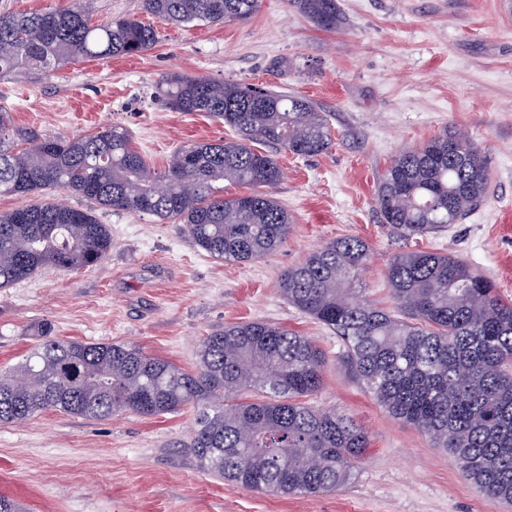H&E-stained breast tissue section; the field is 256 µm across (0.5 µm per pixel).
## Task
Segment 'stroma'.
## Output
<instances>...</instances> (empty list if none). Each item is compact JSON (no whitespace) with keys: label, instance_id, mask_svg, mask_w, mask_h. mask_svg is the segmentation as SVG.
<instances>
[{"label":"stroma","instance_id":"35a3bbf8","mask_svg":"<svg viewBox=\"0 0 512 512\" xmlns=\"http://www.w3.org/2000/svg\"><path fill=\"white\" fill-rule=\"evenodd\" d=\"M84 3L97 24L116 15L151 23L155 46L44 78H0V107L15 126L68 140L118 125L161 172L178 148L233 136L223 122L173 111L158 96L163 76L183 74L306 97L327 113L332 144L305 158L275 151L284 178L271 193L292 232L249 263L209 257L184 225L96 210L112 231L102 261L47 266L0 289V370L49 339L127 343L190 370L213 330L269 323L323 349L315 402L353 415L371 446L343 489L280 497L199 468L188 448L192 411L106 420L46 411L0 423V495L28 512H512L364 392L339 362L336 337L279 291L282 274L310 252L357 236L371 247L363 282L379 305L391 303L385 268L405 247L454 254L512 299V0H336L343 25L335 31L317 29L287 0H260L246 21L186 27L143 14L141 0ZM450 127L488 158L485 198L445 232L402 241L379 221V178L397 152Z\"/></svg>","mask_w":512,"mask_h":512}]
</instances>
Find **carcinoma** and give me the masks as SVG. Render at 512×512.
I'll return each mask as SVG.
<instances>
[{
	"label": "carcinoma",
	"mask_w": 512,
	"mask_h": 512,
	"mask_svg": "<svg viewBox=\"0 0 512 512\" xmlns=\"http://www.w3.org/2000/svg\"><path fill=\"white\" fill-rule=\"evenodd\" d=\"M289 4L322 29L340 21L336 0ZM141 9L171 24L212 26L250 19L259 0H141ZM156 41L154 27L134 17L92 23L82 0L0 14V77L138 56ZM158 90L176 111L203 112L237 137L182 147L156 173L120 126L51 139L9 127L0 109V196L37 198L0 213V288L46 264L93 266L112 249L93 210L47 190L184 224L200 249L227 262L260 259L289 237L288 210L268 192L283 170L254 145L317 155L332 143L326 113L286 92L204 77L166 78ZM224 182L250 192L226 197L216 187ZM487 183L481 149L447 128L390 161L377 188L381 223L407 239L437 234L483 201ZM369 259L365 240L338 238L285 271L281 293L336 334L348 369L381 406L447 451L482 492L511 504L512 302L452 254L402 251L387 264L392 307L382 308L363 286ZM326 361L309 337L263 322L211 332L192 371L122 343L47 340L0 373V422L50 410L105 420L189 406L197 412L189 448L201 469L256 492L319 496L349 483L369 448L368 431L351 416L303 402L320 389Z\"/></svg>",
	"instance_id": "obj_1"
}]
</instances>
